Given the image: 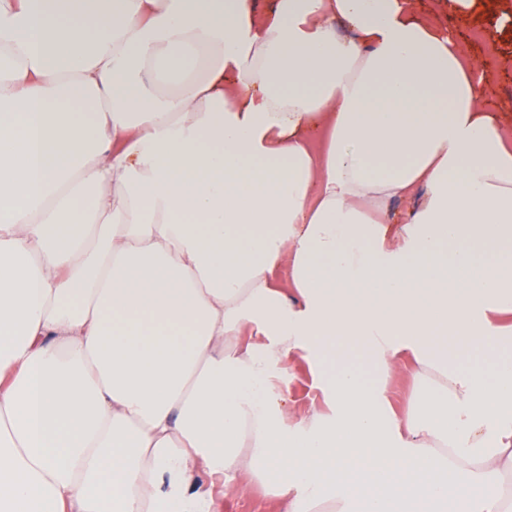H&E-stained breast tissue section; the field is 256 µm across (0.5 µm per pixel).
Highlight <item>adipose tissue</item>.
<instances>
[{
    "mask_svg": "<svg viewBox=\"0 0 512 512\" xmlns=\"http://www.w3.org/2000/svg\"><path fill=\"white\" fill-rule=\"evenodd\" d=\"M487 86L412 0H0V512H512ZM277 384L288 389L297 415L306 412L313 404H319L318 373L308 362L297 354L291 362L276 371ZM219 504L218 512H284V503L271 496L256 492L248 497H237L228 492L224 497L216 493Z\"/></svg>",
    "mask_w": 512,
    "mask_h": 512,
    "instance_id": "ef3b65f1",
    "label": "adipose tissue"
}]
</instances>
